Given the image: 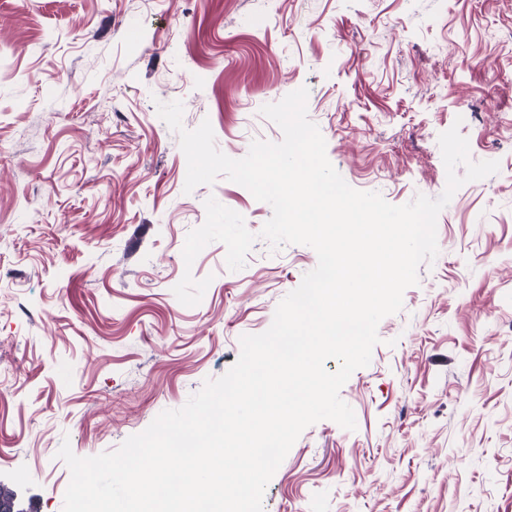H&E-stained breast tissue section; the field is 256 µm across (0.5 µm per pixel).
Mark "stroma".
<instances>
[{
    "instance_id": "35a3bbf8",
    "label": "stroma",
    "mask_w": 512,
    "mask_h": 512,
    "mask_svg": "<svg viewBox=\"0 0 512 512\" xmlns=\"http://www.w3.org/2000/svg\"><path fill=\"white\" fill-rule=\"evenodd\" d=\"M302 87L356 190L440 197L455 124L499 170L440 212L342 387L356 430L307 427L263 512H512V0H0V481L33 512H62V442L95 456L182 407L318 262L260 238L273 210L245 187L185 193L158 103L240 159ZM211 197L257 235L239 271L219 242L184 262ZM187 272L211 280L195 306Z\"/></svg>"
}]
</instances>
